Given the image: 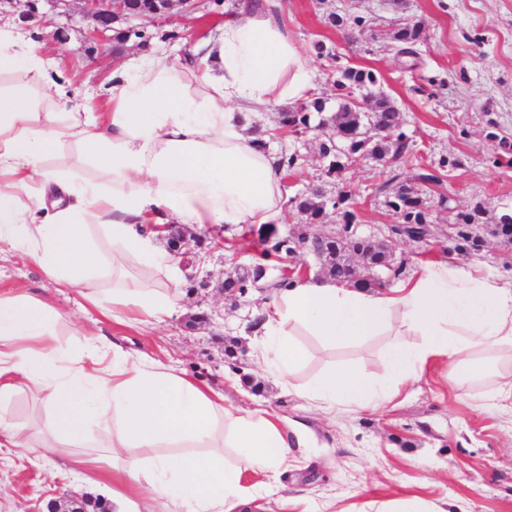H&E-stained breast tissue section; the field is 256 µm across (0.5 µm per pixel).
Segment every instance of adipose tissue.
<instances>
[{"label": "adipose tissue", "instance_id": "ef3b65f1", "mask_svg": "<svg viewBox=\"0 0 512 512\" xmlns=\"http://www.w3.org/2000/svg\"><path fill=\"white\" fill-rule=\"evenodd\" d=\"M275 0H237L224 21L217 56L183 68L167 55H131L112 73V109L96 92L68 100L56 59L40 54L15 27L0 28V244L20 250L45 279L79 288L91 306L134 310L160 324L175 312L167 290L118 275L111 298L94 282L109 272L90 234L98 228L112 251L175 277L177 260L161 251L155 224L227 227L267 224L283 211L279 154L257 142L275 105L309 99L315 73ZM60 99L62 111L45 109ZM82 148L93 180H71L44 166L64 143ZM257 360L281 388L333 415L386 407L431 359L449 383L492 378L488 399L512 402V368L473 361L477 351L512 348V282L471 266L434 261L398 286L364 288L329 278L293 280L258 312ZM61 315L26 293H0V398L27 388L48 411L47 434L29 445L22 427L0 422V448L31 447L70 470L111 466L126 491H113L112 512H237L274 486L242 485L245 470L277 473L293 450L263 415L229 409L196 381L136 356L100 331L84 354L61 367ZM301 328L329 344L379 330L399 336L374 370L333 369L297 387L303 358L291 338ZM418 343L409 344L405 335ZM119 420L101 452H87L90 417Z\"/></svg>", "mask_w": 512, "mask_h": 512}]
</instances>
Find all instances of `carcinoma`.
I'll return each instance as SVG.
<instances>
[{
  "label": "carcinoma",
  "mask_w": 512,
  "mask_h": 512,
  "mask_svg": "<svg viewBox=\"0 0 512 512\" xmlns=\"http://www.w3.org/2000/svg\"><path fill=\"white\" fill-rule=\"evenodd\" d=\"M328 24L360 34L365 31V20L362 16L347 18L333 12L328 15ZM422 38L423 27L420 22L400 25L392 33L398 54L402 56L416 55V45ZM338 73L339 76L334 81L336 109L319 122V125H327L334 130V134L320 140L318 145L319 156L327 167V173L340 174L344 168L343 161H352L357 157L366 156L382 163L388 169L387 179L375 185L373 192L380 194L389 185L397 184L388 206L398 217V225L402 231L420 241L429 220L423 210V201L418 196V190L408 185V180L438 186L442 178L437 171L420 164L411 165V178L404 177L403 169L397 163L407 157L408 139L400 131L399 109L378 89L379 81L374 72L346 66L339 69ZM358 92L365 97L363 107L353 103ZM325 111L326 100L313 96L303 102L299 110L286 113L284 125L297 136L306 134L312 130V114L321 115ZM380 127L387 129V132H377ZM294 204L310 224L322 223L329 210L336 213L341 224H352L357 219L353 199L346 191H340L332 198L320 190L312 191L294 199ZM448 221L458 227L459 251H474L480 247L481 237L473 228L488 223L486 211L481 205L476 204L469 210L452 214L448 216ZM355 257L375 268L385 267V255L379 244L357 238L353 243V251L334 254V258L327 265L328 276L340 281L350 279Z\"/></svg>",
  "instance_id": "1"
}]
</instances>
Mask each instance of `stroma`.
<instances>
[{
    "mask_svg": "<svg viewBox=\"0 0 512 512\" xmlns=\"http://www.w3.org/2000/svg\"><path fill=\"white\" fill-rule=\"evenodd\" d=\"M233 3L225 0L218 7L204 0L192 14L171 11L148 26L145 42L128 36L130 24L123 20L104 37H93L95 23L76 2L69 14L56 15L47 0L33 7L18 0L0 21L19 27L43 55L58 58L69 93L78 98L87 86H111L117 35H125L126 52L158 51L182 63L195 55L198 44L217 43ZM280 12L315 71L318 92H331L340 65L377 75L400 110L411 157L439 169L450 208L477 202L493 213L512 208V164L501 159L499 147L500 138L512 142V0H403L397 7L386 0H280ZM333 12L365 17V35L327 26ZM48 13L54 26L44 23ZM414 21L423 23L424 37L418 58L411 60L397 55L392 32ZM319 41L333 50V58L318 56ZM318 142L316 132L295 137L282 127L270 136L272 148L300 155V171L285 182L289 196L317 187L331 196L342 185L355 198L358 223H395L385 195L372 191L383 179L381 165L360 159L342 178L327 176ZM436 221L438 232L430 242H396L395 259L405 270L422 261H448L512 281V245L490 236L479 252L452 251L447 211H437ZM190 232L201 245L190 278L174 294L176 313L162 324L141 323L134 311L119 321L108 319L85 307L78 289L57 291L19 253L0 259V290L27 289L68 314L59 328L64 362L82 354L83 329L100 328L124 349L185 372L213 397L223 398L225 406L264 410L287 423L298 445L276 478L278 492L264 499V512H392L406 499L443 512H512V411L482 408L485 387L449 386L444 368L432 365L384 410L334 417L317 411L265 380L249 354L255 332L243 319L244 309L232 308L220 291L225 273L259 257L257 236L243 227L231 249L222 226H194ZM203 277L208 287H201ZM229 337L247 352L240 365L224 357ZM297 340L306 353L295 374L299 385L335 365H373L388 342L382 334L336 347L304 333ZM45 411L44 402L26 391L0 403L1 418L33 433ZM57 465L53 456L1 449L0 512H46L49 501L73 491L91 503L109 504L104 487L77 481Z\"/></svg>",
    "mask_w": 512,
    "mask_h": 512,
    "instance_id": "1",
    "label": "stroma"
}]
</instances>
